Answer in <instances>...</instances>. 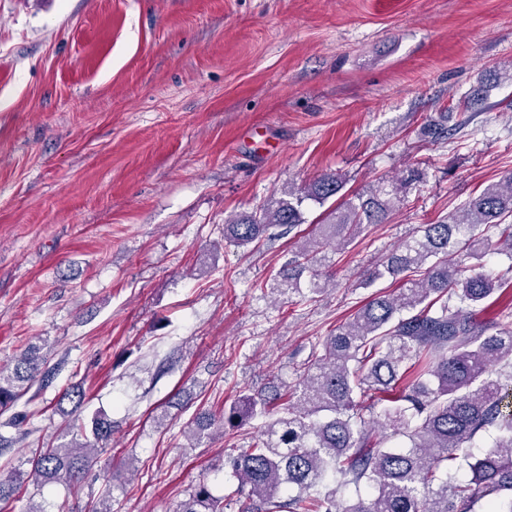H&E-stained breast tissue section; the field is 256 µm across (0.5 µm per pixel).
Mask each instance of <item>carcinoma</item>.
<instances>
[{"label": "carcinoma", "instance_id": "obj_1", "mask_svg": "<svg viewBox=\"0 0 512 512\" xmlns=\"http://www.w3.org/2000/svg\"><path fill=\"white\" fill-rule=\"evenodd\" d=\"M417 179L373 184L344 200L312 235L297 241L275 278L288 295L319 293L331 278L315 259L366 227L385 222L392 199ZM343 178L325 173L305 190L293 188L255 212L224 225V240L245 247L274 227L303 223L302 204L338 195ZM495 236H477L480 227ZM512 260V173L467 199L447 218L423 224L372 269L366 282L390 277L399 291L369 300L312 352L294 384L242 395L222 414L189 421L198 437L264 420L247 448L228 456L241 512H512V322L483 324L504 282L483 270L485 252ZM37 349L0 367V414L13 407L39 374ZM85 392L59 395L56 410L75 422ZM72 404L67 410L64 403ZM92 439L46 448L27 460L28 477L44 487L73 489L88 459L111 451L112 421L97 413ZM495 433L474 452L473 441ZM366 488L347 501L340 489ZM178 512H224V499L200 484Z\"/></svg>", "mask_w": 512, "mask_h": 512}]
</instances>
